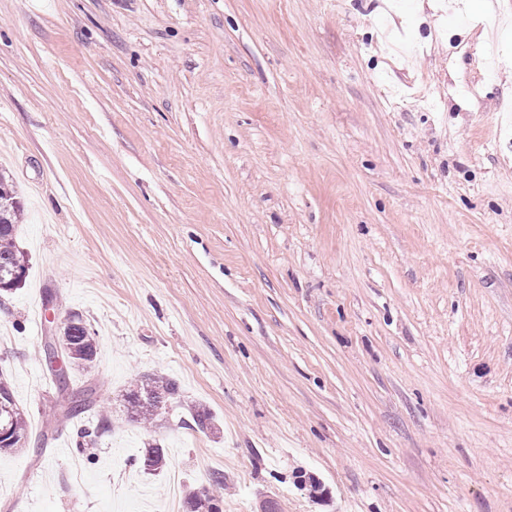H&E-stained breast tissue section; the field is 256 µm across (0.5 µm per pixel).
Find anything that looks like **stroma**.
<instances>
[{
    "label": "stroma",
    "mask_w": 512,
    "mask_h": 512,
    "mask_svg": "<svg viewBox=\"0 0 512 512\" xmlns=\"http://www.w3.org/2000/svg\"><path fill=\"white\" fill-rule=\"evenodd\" d=\"M462 2L0 0V512H185L217 472L222 512H512V0ZM143 373L179 385L147 429ZM20 202L17 193L0 173V294L18 288L26 277V260L16 245ZM18 268L22 277L15 279ZM59 346L68 363L77 368L91 367L97 355V343L78 314L70 315L61 326ZM7 423L11 434L18 439H27V419L23 411L17 406L11 387L7 381V374L1 368L0 374V424ZM10 435L6 427H0V451L10 450V447H19L22 441ZM178 391L176 380L169 376L155 373L138 376L123 394L125 420L136 425L153 424ZM147 445L141 448L139 454L133 459V463L148 473L159 472L166 463L164 448L158 444L148 443Z\"/></svg>",
    "instance_id": "stroma-1"
}]
</instances>
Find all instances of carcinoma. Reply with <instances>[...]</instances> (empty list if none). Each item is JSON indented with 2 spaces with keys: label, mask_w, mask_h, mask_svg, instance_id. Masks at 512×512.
<instances>
[{
  "label": "carcinoma",
  "mask_w": 512,
  "mask_h": 512,
  "mask_svg": "<svg viewBox=\"0 0 512 512\" xmlns=\"http://www.w3.org/2000/svg\"><path fill=\"white\" fill-rule=\"evenodd\" d=\"M20 216V202L17 193L5 177L0 175V294L9 293L19 287L23 279L15 278L19 269H26V260L16 245V231ZM59 346L65 353L68 363L77 368L93 365L97 355V343L89 328L77 314L70 315L61 326ZM179 391L175 379L160 374H142L132 382L125 394L124 418L136 425H150L155 422L167 403ZM8 424L11 434L19 439H27V419L17 406L7 374H0V424ZM188 427L200 432L215 428V418L206 406L198 405L190 413ZM112 430V418L102 415L92 428L80 427L77 430L76 447L84 449V439ZM149 473L162 470L166 463L165 451L158 444H150L139 451L133 459ZM217 501L216 496L208 491L192 492L186 498V512H202L205 504Z\"/></svg>",
  "instance_id": "carcinoma-1"
}]
</instances>
